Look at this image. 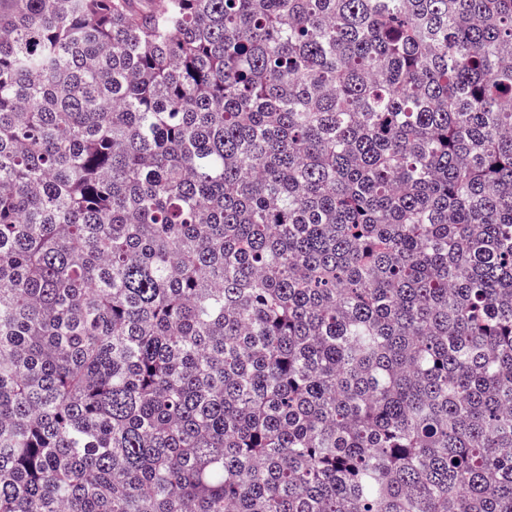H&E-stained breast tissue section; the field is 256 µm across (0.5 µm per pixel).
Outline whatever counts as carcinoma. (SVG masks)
Wrapping results in <instances>:
<instances>
[{
  "mask_svg": "<svg viewBox=\"0 0 512 512\" xmlns=\"http://www.w3.org/2000/svg\"><path fill=\"white\" fill-rule=\"evenodd\" d=\"M512 0H0V512H512Z\"/></svg>",
  "mask_w": 512,
  "mask_h": 512,
  "instance_id": "1",
  "label": "carcinoma"
}]
</instances>
